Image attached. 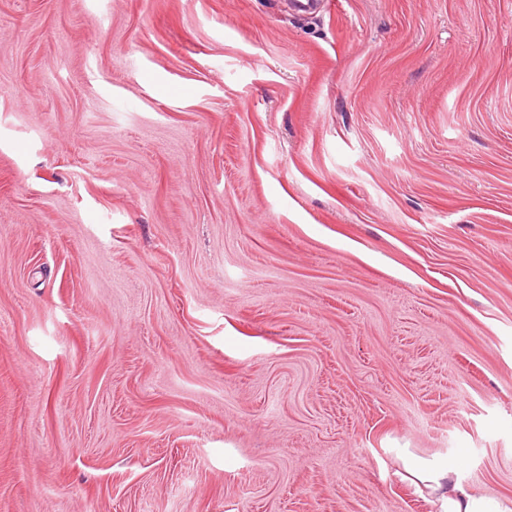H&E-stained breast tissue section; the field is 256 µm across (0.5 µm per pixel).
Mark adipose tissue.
I'll list each match as a JSON object with an SVG mask.
<instances>
[{
  "label": "adipose tissue",
  "instance_id": "adipose-tissue-1",
  "mask_svg": "<svg viewBox=\"0 0 512 512\" xmlns=\"http://www.w3.org/2000/svg\"><path fill=\"white\" fill-rule=\"evenodd\" d=\"M402 462L413 483L427 489L434 512H512V497L475 493L463 482L454 465L408 455Z\"/></svg>",
  "mask_w": 512,
  "mask_h": 512
}]
</instances>
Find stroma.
Instances as JSON below:
<instances>
[{"label":"stroma","mask_w":512,"mask_h":512,"mask_svg":"<svg viewBox=\"0 0 512 512\" xmlns=\"http://www.w3.org/2000/svg\"><path fill=\"white\" fill-rule=\"evenodd\" d=\"M512 497V0H0V512ZM411 482L428 490L434 512H511L512 497H488L472 491L455 465L402 457Z\"/></svg>","instance_id":"obj_1"}]
</instances>
